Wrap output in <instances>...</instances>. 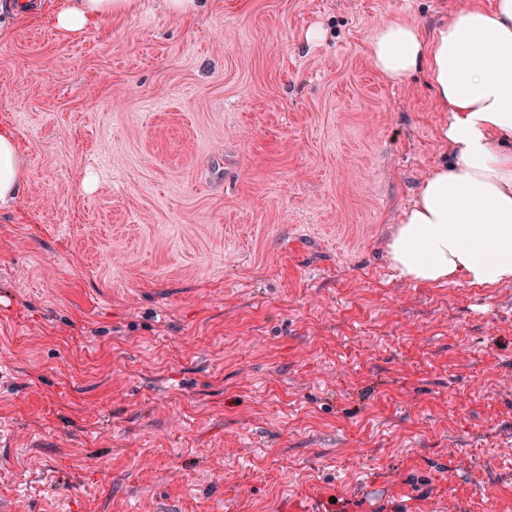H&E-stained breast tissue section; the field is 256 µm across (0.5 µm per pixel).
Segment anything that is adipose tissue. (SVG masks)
<instances>
[{
	"label": "adipose tissue",
	"instance_id": "ef3b65f1",
	"mask_svg": "<svg viewBox=\"0 0 512 512\" xmlns=\"http://www.w3.org/2000/svg\"><path fill=\"white\" fill-rule=\"evenodd\" d=\"M135 0H63L54 26L78 35ZM374 68L402 81L423 72L448 120L440 138L453 163L433 168L402 210L388 245L391 266L423 284L463 280L493 287L512 279V0H463L433 35L386 21L369 41ZM24 155L10 124H0V204L15 200Z\"/></svg>",
	"mask_w": 512,
	"mask_h": 512
}]
</instances>
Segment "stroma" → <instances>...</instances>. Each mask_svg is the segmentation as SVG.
<instances>
[{"instance_id":"obj_1","label":"stroma","mask_w":512,"mask_h":512,"mask_svg":"<svg viewBox=\"0 0 512 512\" xmlns=\"http://www.w3.org/2000/svg\"><path fill=\"white\" fill-rule=\"evenodd\" d=\"M0 0V512H512V281L387 258L450 158L369 60L459 0ZM134 5L135 0H63L52 22L60 31L79 35L112 18V15L130 12ZM25 171L16 132L10 124L3 122L0 124V204L15 200Z\"/></svg>"}]
</instances>
